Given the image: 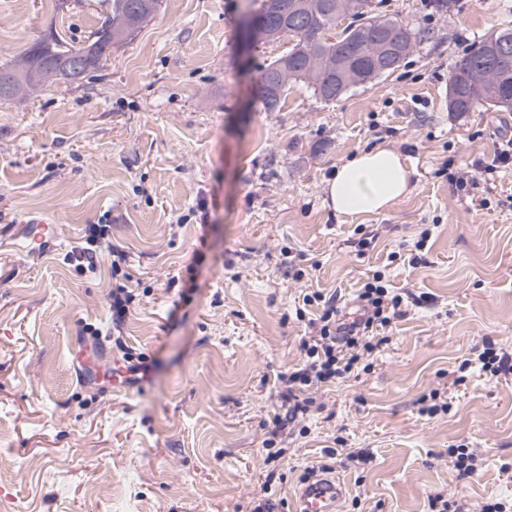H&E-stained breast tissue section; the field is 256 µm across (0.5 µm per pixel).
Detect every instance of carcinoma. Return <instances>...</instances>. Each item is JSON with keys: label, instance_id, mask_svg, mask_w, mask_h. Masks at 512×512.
Returning <instances> with one entry per match:
<instances>
[{"label": "carcinoma", "instance_id": "carcinoma-1", "mask_svg": "<svg viewBox=\"0 0 512 512\" xmlns=\"http://www.w3.org/2000/svg\"><path fill=\"white\" fill-rule=\"evenodd\" d=\"M287 23L281 27L282 37L292 46L271 62L263 75H274L278 92L273 96L259 94L267 112L276 111L290 82H305L324 101L339 97L338 89H348L346 78L357 75L359 83L370 82L382 75L380 52L374 38L375 25L403 28L391 18H371L353 31H345L340 39L326 37V32L347 14L367 13L369 0H278ZM160 0H108V14L101 26L91 32L80 48L63 37L51 33L34 43L22 59L13 64H0V97H19L31 93L52 78L67 79L61 63L82 57L95 70L112 49L126 43L149 22ZM505 39L508 56L499 60L496 69L486 67L484 56L491 50L489 41ZM512 98V31H501L487 37L464 57L448 79V110L458 115L479 108H495L494 99Z\"/></svg>", "mask_w": 512, "mask_h": 512}]
</instances>
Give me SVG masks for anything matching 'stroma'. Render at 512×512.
Instances as JSON below:
<instances>
[{"instance_id": "stroma-1", "label": "stroma", "mask_w": 512, "mask_h": 512, "mask_svg": "<svg viewBox=\"0 0 512 512\" xmlns=\"http://www.w3.org/2000/svg\"><path fill=\"white\" fill-rule=\"evenodd\" d=\"M263 3L162 0L81 85L0 99V512H253L267 496L293 512L331 448L341 512L512 502V375L476 361L485 343L512 348V168L455 183L512 136V110L459 116L444 97L459 60L512 29V0H370V16L419 33L399 67L329 102L290 83L274 112L257 84L288 40L239 53ZM105 15L104 0H0V64L52 30L82 46ZM377 146L400 153L410 193L383 213L335 214L326 179ZM104 218L137 279L121 335L147 366L115 393L74 371L90 346L121 360L86 332L112 325L110 263L66 258ZM40 221L59 239L31 258L14 241ZM377 271L417 303L361 368L315 392L319 410L266 463L279 377L323 311L304 296L356 305ZM434 392L449 412L424 413ZM459 446L476 456L465 479L448 457Z\"/></svg>"}]
</instances>
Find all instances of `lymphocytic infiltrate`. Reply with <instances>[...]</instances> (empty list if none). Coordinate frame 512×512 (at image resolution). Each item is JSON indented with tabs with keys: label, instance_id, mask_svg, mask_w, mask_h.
I'll return each mask as SVG.
<instances>
[{
	"label": "lymphocytic infiltrate",
	"instance_id": "lymphocytic-infiltrate-1",
	"mask_svg": "<svg viewBox=\"0 0 512 512\" xmlns=\"http://www.w3.org/2000/svg\"><path fill=\"white\" fill-rule=\"evenodd\" d=\"M110 236L109 224L88 225L84 245L74 247L73 259L88 270H95L101 248H108L111 256L113 277L119 278V285L111 293L112 323L121 325L130 311L133 294L128 289L133 275L129 271L128 254L126 251L108 246ZM362 307L358 326L347 336L338 333L339 310L334 301L325 300L321 293L305 295L304 305L322 304L323 312L315 336L304 340L302 349L304 360L299 368L281 375L280 380L285 386L281 393V412L275 413L265 447H272L287 425L305 418L314 404L311 390L329 386L337 379L353 372L364 355L377 349L380 332L389 327L394 319L402 317L403 298L391 293L381 274H373L364 283L358 294Z\"/></svg>",
	"mask_w": 512,
	"mask_h": 512
}]
</instances>
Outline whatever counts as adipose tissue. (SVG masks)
Wrapping results in <instances>:
<instances>
[{
    "mask_svg": "<svg viewBox=\"0 0 512 512\" xmlns=\"http://www.w3.org/2000/svg\"><path fill=\"white\" fill-rule=\"evenodd\" d=\"M410 191L408 167L397 151L387 147L358 153L325 183L327 206L346 216L385 212Z\"/></svg>",
    "mask_w": 512,
    "mask_h": 512,
    "instance_id": "obj_1",
    "label": "adipose tissue"
}]
</instances>
